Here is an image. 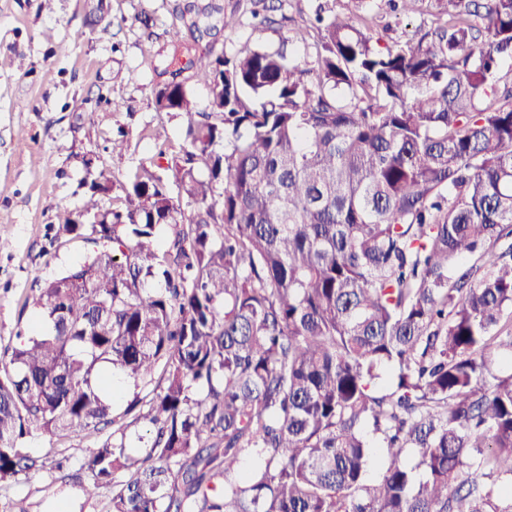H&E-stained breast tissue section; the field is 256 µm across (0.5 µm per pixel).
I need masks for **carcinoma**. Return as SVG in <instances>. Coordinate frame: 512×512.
<instances>
[{
	"label": "carcinoma",
	"mask_w": 512,
	"mask_h": 512,
	"mask_svg": "<svg viewBox=\"0 0 512 512\" xmlns=\"http://www.w3.org/2000/svg\"><path fill=\"white\" fill-rule=\"evenodd\" d=\"M433 2L384 49L319 10L311 62L199 55L211 111L155 94L179 152L124 181L86 160L46 238L93 250L0 349L1 482L45 467L32 432L110 427L81 465L110 512H512V0Z\"/></svg>",
	"instance_id": "1"
}]
</instances>
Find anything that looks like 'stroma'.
I'll return each instance as SVG.
<instances>
[{
  "instance_id": "35a3bbf8",
  "label": "stroma",
  "mask_w": 512,
  "mask_h": 512,
  "mask_svg": "<svg viewBox=\"0 0 512 512\" xmlns=\"http://www.w3.org/2000/svg\"><path fill=\"white\" fill-rule=\"evenodd\" d=\"M0 0V347L31 323L23 300L36 280L52 277L90 251L89 243L70 240L46 251L45 229L62 211H79L87 191L85 160L124 180L153 157L155 131L167 134L169 152L182 146L184 115L160 111L155 92L163 85H184L193 109L207 106L205 88L190 70L176 71L174 46L166 34L175 5L208 8L202 39L185 36L189 55L208 51L231 56L246 47L285 50L298 61L312 60L316 40H297L319 7L353 11L370 21L380 40L391 46L423 35L430 14L394 10L389 0H274L272 21L256 28L259 0H105L100 22L90 18L93 0ZM236 13L235 27H225L226 13ZM95 111L88 126L83 114ZM124 130L128 147L109 148L116 130ZM104 434L59 442L40 433L27 439L46 466L21 474L0 489V504H22L25 512H109L111 488L87 498L82 488L93 475L81 461ZM69 457L79 483L60 484L55 501L43 487L55 478L53 463Z\"/></svg>"
}]
</instances>
